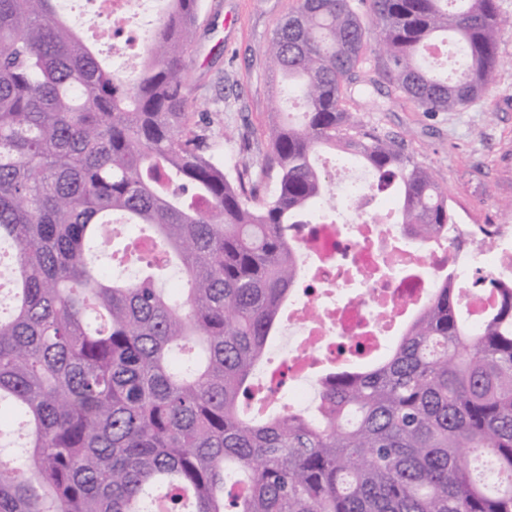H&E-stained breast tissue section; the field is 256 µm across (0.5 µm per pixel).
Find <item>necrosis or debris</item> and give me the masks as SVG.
<instances>
[{
    "label": "necrosis or debris",
    "mask_w": 512,
    "mask_h": 512,
    "mask_svg": "<svg viewBox=\"0 0 512 512\" xmlns=\"http://www.w3.org/2000/svg\"><path fill=\"white\" fill-rule=\"evenodd\" d=\"M92 18L105 22L122 40V58L139 54L133 29L148 22L156 0H91ZM336 220L312 216L293 235L303 258L306 301L288 312V395L283 408H308L320 361H343L346 353L382 350L383 337L405 325L448 278L471 281L470 310L489 307L491 281L512 273V224L475 232L454 225L464 239L452 247L448 236L423 242L407 234L396 208L382 206L388 189L352 159H340Z\"/></svg>",
    "instance_id": "necrosis-or-debris-1"
}]
</instances>
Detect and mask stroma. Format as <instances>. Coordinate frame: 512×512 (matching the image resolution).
I'll return each mask as SVG.
<instances>
[{"instance_id":"1","label":"stroma","mask_w":512,"mask_h":512,"mask_svg":"<svg viewBox=\"0 0 512 512\" xmlns=\"http://www.w3.org/2000/svg\"><path fill=\"white\" fill-rule=\"evenodd\" d=\"M298 0H201L186 82L193 111L203 113L194 131L204 134L207 152L228 172L251 166L269 147L280 112L301 121V108L273 100L264 49L275 24ZM505 21L499 35V73L480 101L458 112L429 114L387 81L376 37L358 69L368 82L365 95L346 99L358 126L402 138L408 152L435 174L459 218L468 224L512 219V0H499ZM86 0H70L69 20L84 32L103 63L113 60L111 31L86 21Z\"/></svg>"}]
</instances>
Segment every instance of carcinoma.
Here are the masks:
<instances>
[{"instance_id":"1","label":"carcinoma","mask_w":512,"mask_h":512,"mask_svg":"<svg viewBox=\"0 0 512 512\" xmlns=\"http://www.w3.org/2000/svg\"><path fill=\"white\" fill-rule=\"evenodd\" d=\"M165 4L130 81L59 0H0V436L24 440L0 454V512H512V288L474 330L450 278L386 358L322 377L314 410L249 407L298 283L292 225L336 203L317 148L396 188L414 237L457 223L404 141L342 104L369 30L383 79L457 112L495 82L498 0H299L265 55L304 121L233 175L190 129L200 0ZM449 37L463 67L443 78L423 61Z\"/></svg>"}]
</instances>
